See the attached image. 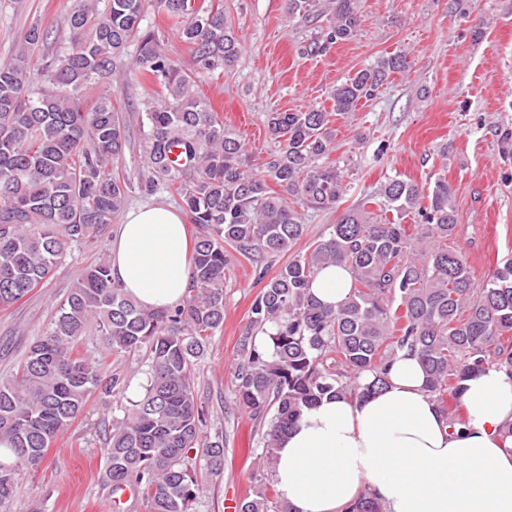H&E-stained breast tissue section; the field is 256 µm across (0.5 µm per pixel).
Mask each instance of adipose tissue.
<instances>
[{"mask_svg":"<svg viewBox=\"0 0 512 512\" xmlns=\"http://www.w3.org/2000/svg\"><path fill=\"white\" fill-rule=\"evenodd\" d=\"M181 212L129 211L112 244V280L140 305L178 304L189 274ZM417 357L399 354L387 384L359 398H323L277 448L273 476L290 512H345L360 495L385 512H512V375H472L463 417H448L425 390Z\"/></svg>","mask_w":512,"mask_h":512,"instance_id":"ef3b65f1","label":"adipose tissue"}]
</instances>
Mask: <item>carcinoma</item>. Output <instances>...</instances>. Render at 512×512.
<instances>
[{"instance_id": "cac0c4a2", "label": "carcinoma", "mask_w": 512, "mask_h": 512, "mask_svg": "<svg viewBox=\"0 0 512 512\" xmlns=\"http://www.w3.org/2000/svg\"><path fill=\"white\" fill-rule=\"evenodd\" d=\"M361 0H288V15L327 14L328 26L302 53L319 55L353 39ZM174 21L193 57L184 71L164 53L153 32L142 31L148 11ZM70 38L33 87L27 52L44 40L38 23L24 35L13 62L0 66V310L53 275L69 247L104 234L124 210L128 182L112 175L126 148L125 121L109 93L85 110L91 83L112 77L115 60L140 39L138 69L153 86L141 102L149 176L146 191L174 188L196 227L191 270L182 301L169 309L138 305L112 283V265L85 267L57 306L46 335L36 340L14 374L0 376V512L15 479L36 469L48 449L83 412L89 399L121 395L126 379H103L94 357L74 355L94 322L108 354L148 353L147 383L123 417L105 429V478L112 491L137 490L148 512H192L201 493L192 448H202L211 470L224 463V440H207L197 404L193 366L224 325L226 248L255 266L263 286L239 340L235 396L267 423L260 444L271 459L279 436L326 395L363 396L386 385L401 351L419 358L426 392L450 423L470 376L488 367L512 375V259L475 283L465 256L448 245L457 210L448 181L429 194L393 177L345 209L327 236L293 251L306 235L305 212L339 208L351 188L330 160L332 117L370 100L392 75L410 71L405 51L389 52L336 85L331 110L267 112L271 143L255 172L253 151L197 89L205 74L229 70L242 47L224 4L196 0H79L68 17ZM428 205H423V199ZM415 213L421 235L387 218ZM290 254L266 278L262 258ZM345 267L351 291L337 308L311 293L316 274ZM259 347L254 334L265 332ZM372 382L360 383L364 374ZM236 512H289L265 494L237 502ZM346 512H383L361 496Z\"/></svg>"}]
</instances>
